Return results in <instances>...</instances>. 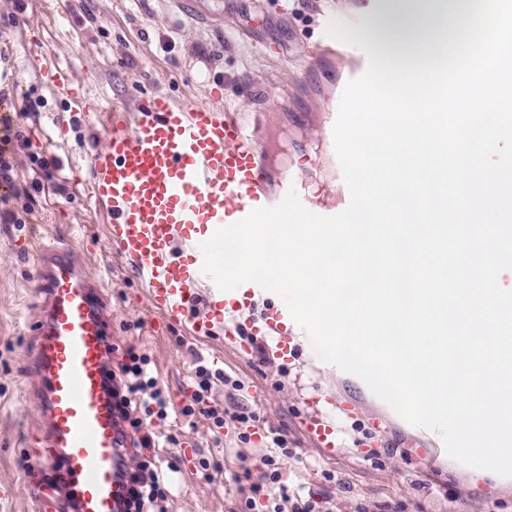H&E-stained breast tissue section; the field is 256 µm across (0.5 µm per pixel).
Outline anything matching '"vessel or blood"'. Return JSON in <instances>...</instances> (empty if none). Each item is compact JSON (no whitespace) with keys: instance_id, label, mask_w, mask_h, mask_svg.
<instances>
[{"instance_id":"b4317fda","label":"vessel or blood","mask_w":512,"mask_h":512,"mask_svg":"<svg viewBox=\"0 0 512 512\" xmlns=\"http://www.w3.org/2000/svg\"><path fill=\"white\" fill-rule=\"evenodd\" d=\"M350 60L351 78L368 67L366 53L326 38L314 48ZM338 108H329L316 139L325 150L336 192L305 206L334 215L350 202L334 144ZM266 109L225 113L165 95L146 98L114 114L112 132L90 164L95 200L112 213V243L137 273L152 305L172 323L208 331L226 315L251 305L260 287L247 282L221 292L202 270V242L259 207L279 205L296 179H271L270 155L257 132ZM36 286L45 297L36 324L33 365L41 384V429L46 448L40 469L54 472L76 512H122L125 489L118 477L120 432L105 388L108 324L98 291L73 247L42 244L36 254ZM287 307L270 310L263 327L275 333L276 357L292 351Z\"/></svg>"}]
</instances>
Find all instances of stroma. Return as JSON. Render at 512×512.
Here are the masks:
<instances>
[{
	"instance_id": "obj_1",
	"label": "stroma",
	"mask_w": 512,
	"mask_h": 512,
	"mask_svg": "<svg viewBox=\"0 0 512 512\" xmlns=\"http://www.w3.org/2000/svg\"><path fill=\"white\" fill-rule=\"evenodd\" d=\"M0 0V90L19 101L21 136L6 159L11 180L0 182V512H37L34 454L39 448L37 377L28 352L41 299L34 292L30 242L53 238L82 244L86 267L103 279L111 319L113 362L127 350L147 354L151 368L181 406L193 391L195 356L217 362L226 384L214 387L211 404L256 416L251 440L226 425L214 434L206 417L182 430L177 447L151 450L153 462L171 470L168 512H238L241 492L265 481L259 457L272 432L288 440L281 457L289 494L312 499L321 512H512V477L477 479L474 468L443 453L440 435L411 425L359 377L323 362L306 332L293 339L283 361L274 337L259 332L280 298L260 292L249 311L232 317L233 335L218 327L206 334L191 325L167 326L152 307L138 274L113 246L111 217L90 190L89 157L107 133L96 117L77 112L35 70L54 58L75 89L106 107H132L164 94L247 109L253 95L282 100L266 140L275 162L293 157L312 198L331 196V175L311 129L292 127L288 115L334 103L346 71L325 56L313 75L304 72L307 46L319 41L326 13L346 28L364 19L361 0ZM36 103L33 112L24 111ZM44 170L34 172V161ZM325 419L339 445L319 448L308 432ZM196 456H184V449ZM219 461L211 479L197 460Z\"/></svg>"
}]
</instances>
